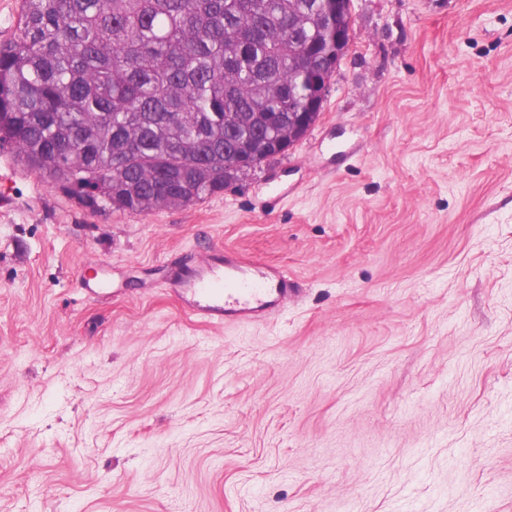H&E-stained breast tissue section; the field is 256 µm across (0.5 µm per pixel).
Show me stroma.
Returning a JSON list of instances; mask_svg holds the SVG:
<instances>
[{"label": "stroma", "instance_id": "35a3bbf8", "mask_svg": "<svg viewBox=\"0 0 512 512\" xmlns=\"http://www.w3.org/2000/svg\"><path fill=\"white\" fill-rule=\"evenodd\" d=\"M352 11L308 134L192 203L0 150V512H512V0ZM222 253L278 315H185Z\"/></svg>", "mask_w": 512, "mask_h": 512}]
</instances>
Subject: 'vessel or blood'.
<instances>
[{
  "instance_id": "obj_1",
  "label": "vessel or blood",
  "mask_w": 512,
  "mask_h": 512,
  "mask_svg": "<svg viewBox=\"0 0 512 512\" xmlns=\"http://www.w3.org/2000/svg\"><path fill=\"white\" fill-rule=\"evenodd\" d=\"M178 286L191 296L197 314L218 324L274 315L288 298L285 274L272 278L257 266L230 257L180 278Z\"/></svg>"
}]
</instances>
